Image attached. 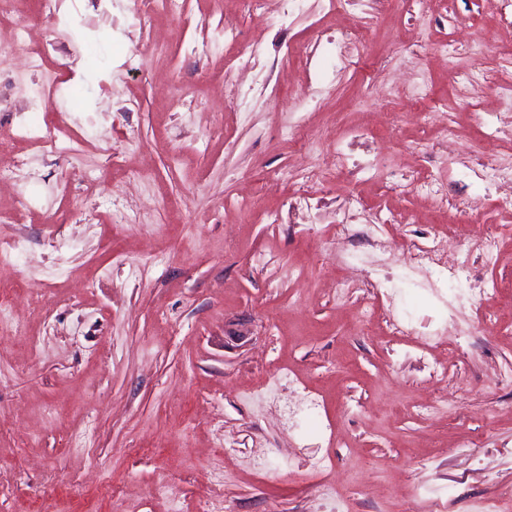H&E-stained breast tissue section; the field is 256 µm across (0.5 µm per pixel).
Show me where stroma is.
<instances>
[{"label":"stroma","instance_id":"1","mask_svg":"<svg viewBox=\"0 0 512 512\" xmlns=\"http://www.w3.org/2000/svg\"><path fill=\"white\" fill-rule=\"evenodd\" d=\"M426 5L422 14L366 0L354 16L371 28L376 58L408 46L373 83L370 64L336 69L326 48L310 67L290 60L288 47L335 28L323 0H303L273 26L261 10L237 13L243 33L262 40L242 83L229 72L242 49L220 36V0H185L181 19L149 29L123 0H57L51 14L40 0H14L0 13V37L20 19L46 37L37 69L11 48L0 123L35 104L39 87L34 120L66 119L82 142L65 157L18 143L31 204L11 210V192L0 193V243L27 245L0 280L13 285L15 316L30 320L26 335L0 330V512H393L385 495L361 492L380 482L416 495L417 512H473L512 487V384L494 379L512 370V334L484 325L492 314L512 331V202L472 171L479 150L512 167V137L487 89L512 82V26L484 0ZM448 34L466 81L431 56ZM196 41L211 52L187 54ZM476 43L489 52L470 53ZM425 68L435 109L422 126L404 83ZM308 77L330 89L301 112L293 87ZM385 100L400 118L382 113ZM303 123L328 140L368 124L385 166L447 183L446 212L415 191L385 196L340 178L310 209L291 205L277 176L295 149L281 133ZM449 125L459 132L450 153L438 141ZM132 166L146 174L128 186ZM351 196L362 209L338 207ZM470 206L487 224L458 225L448 247L497 228L498 263L470 273L496 286L493 297L459 299L398 253L336 239L337 224L363 234L376 213L402 211L416 221L392 233L422 242ZM347 259L350 285L335 289ZM380 277L398 295L377 305L378 328L363 306ZM397 321L413 335L386 336ZM307 391L319 405L303 411ZM443 394L447 405L420 415ZM310 478L334 495H310ZM162 480L167 497L142 495Z\"/></svg>","mask_w":512,"mask_h":512}]
</instances>
